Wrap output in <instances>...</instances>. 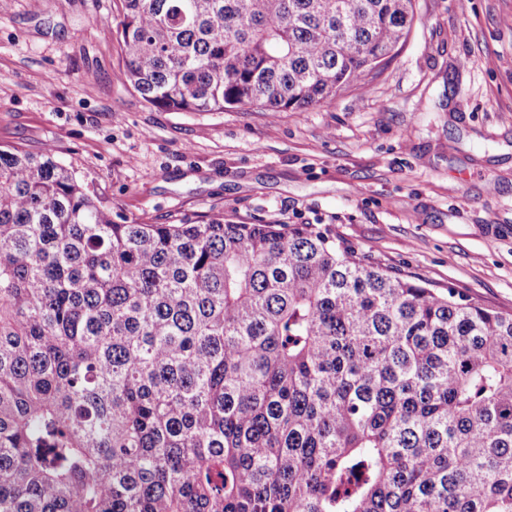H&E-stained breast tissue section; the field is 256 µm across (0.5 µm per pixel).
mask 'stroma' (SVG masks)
<instances>
[{
	"label": "stroma",
	"mask_w": 512,
	"mask_h": 512,
	"mask_svg": "<svg viewBox=\"0 0 512 512\" xmlns=\"http://www.w3.org/2000/svg\"><path fill=\"white\" fill-rule=\"evenodd\" d=\"M119 0H0V144L51 154L151 224H327L512 313V0H415L368 93L295 112H168L123 74Z\"/></svg>",
	"instance_id": "stroma-1"
}]
</instances>
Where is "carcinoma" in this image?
<instances>
[{
    "label": "carcinoma",
    "instance_id": "cac0c4a2",
    "mask_svg": "<svg viewBox=\"0 0 512 512\" xmlns=\"http://www.w3.org/2000/svg\"><path fill=\"white\" fill-rule=\"evenodd\" d=\"M414 0H121L171 112L366 93ZM0 512H512V314L317 224L116 221L0 145Z\"/></svg>",
    "mask_w": 512,
    "mask_h": 512
}]
</instances>
